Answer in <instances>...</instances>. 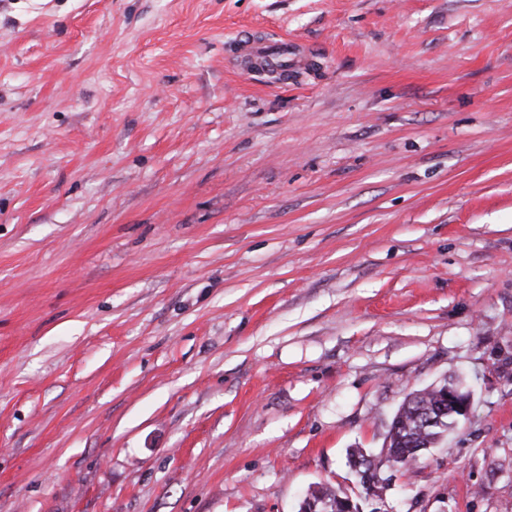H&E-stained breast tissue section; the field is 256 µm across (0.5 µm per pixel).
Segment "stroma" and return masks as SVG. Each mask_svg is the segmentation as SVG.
<instances>
[{"instance_id": "1", "label": "stroma", "mask_w": 512, "mask_h": 512, "mask_svg": "<svg viewBox=\"0 0 512 512\" xmlns=\"http://www.w3.org/2000/svg\"><path fill=\"white\" fill-rule=\"evenodd\" d=\"M451 376L389 512H512V0H0V512H298ZM288 46L287 40L268 39L248 44L247 51L249 56H259L277 65L284 66L291 61Z\"/></svg>"}]
</instances>
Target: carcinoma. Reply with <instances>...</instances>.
Listing matches in <instances>:
<instances>
[{
    "label": "carcinoma",
    "mask_w": 512,
    "mask_h": 512,
    "mask_svg": "<svg viewBox=\"0 0 512 512\" xmlns=\"http://www.w3.org/2000/svg\"><path fill=\"white\" fill-rule=\"evenodd\" d=\"M441 396L440 388H424L410 393L391 421L386 436L389 440L388 451H381L369 460L365 459L362 451H355L350 454L349 465H354V458H359L362 472L370 473L373 479L377 470L384 466L400 470L417 462L458 427L454 415L436 412ZM340 493V489L320 486L312 491V496L325 505V512H343V509L336 507V497Z\"/></svg>",
    "instance_id": "cac0c4a2"
}]
</instances>
